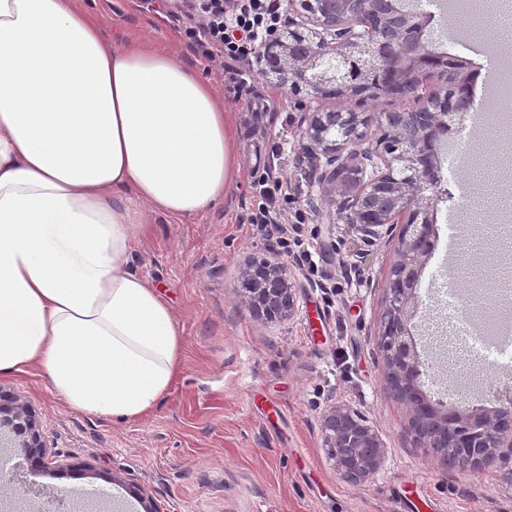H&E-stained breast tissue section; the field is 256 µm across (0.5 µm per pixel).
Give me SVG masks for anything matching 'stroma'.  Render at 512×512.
I'll return each instance as SVG.
<instances>
[{"label":"stroma","mask_w":512,"mask_h":512,"mask_svg":"<svg viewBox=\"0 0 512 512\" xmlns=\"http://www.w3.org/2000/svg\"><path fill=\"white\" fill-rule=\"evenodd\" d=\"M107 37H141L167 46L203 70L242 129L241 173L225 201L204 214L175 221L151 216L133 246L132 268L147 277L173 309L183 337V370L142 418L115 421L67 407L37 370L0 376V392L34 410L54 474L7 470L0 477V512H54L48 497L21 500L19 484L47 487L92 512H143L134 496L147 489L159 512H512V458L491 468L446 466L422 448L408 406L386 383L376 346L397 236L374 247L351 232L337 204L309 188L311 162L299 161L300 117L316 100L270 83L249 63V85L229 89L238 63L207 70L160 0H82ZM433 37L454 42L459 57L481 66L464 47L469 31L453 0L433 9ZM464 153L491 161L494 184L465 164L444 180L437 204L440 241L457 219L459 256L468 269L448 277V261L432 258L417 288L420 388L454 408L490 405L512 358L459 354L448 320L486 289L497 330L512 326V252L493 246L507 222L498 193L512 189V136L470 131ZM279 172L300 214L302 239L314 245L318 271L289 263L297 287L292 319L270 323L240 298L241 273L252 261L274 259V238L247 216L259 200L256 173ZM342 401L365 416L385 453L368 481L354 485L335 471L323 446L321 419ZM102 496L87 501L89 489Z\"/></svg>","instance_id":"obj_1"}]
</instances>
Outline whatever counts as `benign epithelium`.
<instances>
[{
    "label": "benign epithelium",
    "mask_w": 512,
    "mask_h": 512,
    "mask_svg": "<svg viewBox=\"0 0 512 512\" xmlns=\"http://www.w3.org/2000/svg\"><path fill=\"white\" fill-rule=\"evenodd\" d=\"M391 0H288V28L256 51L261 72L277 87L312 99L343 97L346 105L317 108L301 116V157L325 158L316 184L332 196L352 188L344 216L366 246H375L402 225L391 268L386 308L376 346L387 365L395 395L409 403L411 426L425 448L454 449L451 465L494 466L512 456V390L497 394L490 408L446 412L418 398L421 361L410 323L417 314V277L430 258L440 183L433 156L435 133L448 116L471 106L465 92L471 63L452 57L431 59L420 39L429 18L395 12ZM395 95L414 103L384 113L377 138L368 135L372 118L358 110L369 100ZM245 297L255 315L269 321L296 310L295 284L284 263L266 259L250 266ZM323 447L338 474L360 483L380 468L384 445L358 412L335 402L322 416ZM0 447L22 449L23 460L45 472L51 462L35 414L18 398L0 393Z\"/></svg>",
    "instance_id": "benign-epithelium-1"
}]
</instances>
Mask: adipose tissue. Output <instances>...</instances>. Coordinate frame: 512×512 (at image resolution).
Returning a JSON list of instances; mask_svg holds the SVG:
<instances>
[{"label":"adipose tissue","instance_id":"ef3b65f1","mask_svg":"<svg viewBox=\"0 0 512 512\" xmlns=\"http://www.w3.org/2000/svg\"><path fill=\"white\" fill-rule=\"evenodd\" d=\"M239 171L233 113L196 67L113 42L78 0H0V375L38 367L87 414L150 410L183 341L133 244L147 214L204 213Z\"/></svg>","mask_w":512,"mask_h":512}]
</instances>
